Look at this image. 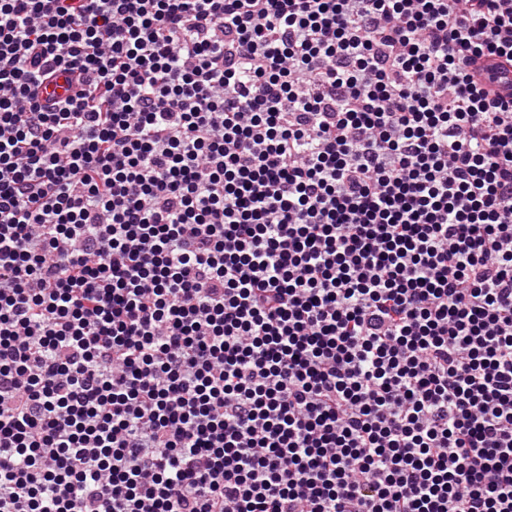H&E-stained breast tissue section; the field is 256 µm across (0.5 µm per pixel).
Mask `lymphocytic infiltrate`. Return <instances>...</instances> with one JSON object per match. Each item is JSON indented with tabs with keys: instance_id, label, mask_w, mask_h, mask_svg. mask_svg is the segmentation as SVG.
<instances>
[{
	"instance_id": "f902f5d3",
	"label": "lymphocytic infiltrate",
	"mask_w": 512,
	"mask_h": 512,
	"mask_svg": "<svg viewBox=\"0 0 512 512\" xmlns=\"http://www.w3.org/2000/svg\"><path fill=\"white\" fill-rule=\"evenodd\" d=\"M487 58L512 0H0V512H512Z\"/></svg>"
}]
</instances>
